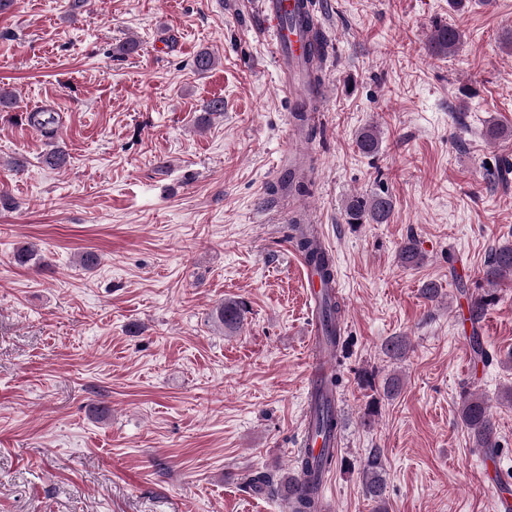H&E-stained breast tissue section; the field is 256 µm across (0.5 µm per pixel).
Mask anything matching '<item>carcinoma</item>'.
Masks as SVG:
<instances>
[{
  "label": "carcinoma",
  "mask_w": 512,
  "mask_h": 512,
  "mask_svg": "<svg viewBox=\"0 0 512 512\" xmlns=\"http://www.w3.org/2000/svg\"><path fill=\"white\" fill-rule=\"evenodd\" d=\"M462 42L461 32L447 24H438L431 30L426 49L433 57L451 56L457 52ZM324 55L323 48L308 51L303 57L302 67L306 75L308 99L304 106L294 111V119L299 126L306 129L307 136L315 132V125L309 123L308 107L315 106L321 97V64ZM27 124L39 131L40 135L51 143L49 149L42 157V163L51 170L64 169L70 159L65 147L55 143L59 131L60 118L51 108H42L26 113ZM356 145L362 154L372 156L379 151V139L371 129H365L357 137ZM393 209L392 199L385 194H375L369 197H352L345 212L350 224H386ZM296 248L303 254L307 263L316 269L324 283H330L336 276V264L330 252L317 244L313 232L308 231L295 240ZM423 254L416 242L410 240L401 246L398 252V262L401 266L412 268L420 265ZM512 274V244L499 245L493 249L492 258L483 271V281L489 287H495L501 279ZM495 300L489 292L478 294L468 300V318L471 326L483 321L487 308ZM247 310V302L243 299H228L218 309L216 317L224 328L234 330L243 321ZM346 306L342 298L335 294L324 300L323 315L327 323L325 329V342L331 347L336 356H341L343 339L338 327L343 322ZM469 345L475 355V362L485 364L489 361V354L483 346L477 330H472L469 336ZM407 349L406 342L399 336L391 337L384 345L385 354L391 359L404 356ZM460 419L468 431L472 444L479 448L485 457L494 458L498 454L497 426L484 398L474 393L466 394L461 399L459 411ZM340 425L336 407L326 404L319 411L317 417L318 433L324 437L336 435ZM297 470L307 473L311 479L303 488L297 487L294 477L287 479L284 490L287 499H295L294 512H313L315 498L320 494L325 476L336 465V456L321 453L310 456L299 453L294 458ZM380 455L373 454L367 461L363 471V487L373 501L381 504L384 501L385 483L380 475Z\"/></svg>",
  "instance_id": "obj_1"
}]
</instances>
